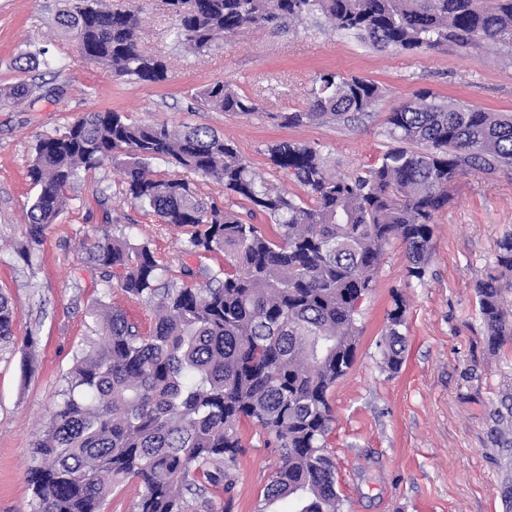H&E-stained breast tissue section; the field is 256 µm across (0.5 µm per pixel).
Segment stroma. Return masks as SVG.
I'll list each match as a JSON object with an SVG mask.
<instances>
[{
    "mask_svg": "<svg viewBox=\"0 0 512 512\" xmlns=\"http://www.w3.org/2000/svg\"><path fill=\"white\" fill-rule=\"evenodd\" d=\"M72 6V0H0V87L26 81L39 93L32 104L0 101V292L15 308L13 342L0 349V512L30 510V448L75 351L92 336L90 307L98 300L117 305L144 327L153 319L150 307L107 287L111 270L87 263L84 244L117 227L132 242H148L172 270L219 263L185 253L179 230L131 202L109 162L81 174L56 224L31 246L26 211L38 189L27 170L40 138L106 109L174 131L208 126L233 141L270 188L303 199L304 188L272 164L269 145L306 144L330 173L355 176L392 147L385 119L419 90L512 113V57L492 45L468 53L380 49L314 16L217 41L198 55L176 42V21L163 0H144L139 44L169 66L167 81L146 84L114 77L76 52L57 24ZM42 49L58 59L57 69L35 65L31 56ZM325 72L371 80L383 95L352 121L280 125L276 113L306 110ZM216 80L252 99L256 111L237 116L204 107L196 93ZM153 170L188 182L204 202L243 221H265L220 183L161 161ZM448 193L423 280L408 278L400 244L388 248L362 306L355 363L331 392L328 450L341 512H512V447L496 435L499 416L512 414V339L488 348L475 290L478 281L498 278L501 305L512 319V275L496 262L497 241L512 233V170L466 171L449 182ZM397 293L406 304L407 351L392 374L382 367L377 342ZM243 439L231 512H254L279 463L263 429L244 426Z\"/></svg>",
    "mask_w": 512,
    "mask_h": 512,
    "instance_id": "1",
    "label": "stroma"
}]
</instances>
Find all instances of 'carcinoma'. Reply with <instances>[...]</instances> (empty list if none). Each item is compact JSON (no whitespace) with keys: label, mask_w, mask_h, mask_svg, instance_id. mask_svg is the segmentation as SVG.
I'll return each instance as SVG.
<instances>
[{"label":"carcinoma","mask_w":512,"mask_h":512,"mask_svg":"<svg viewBox=\"0 0 512 512\" xmlns=\"http://www.w3.org/2000/svg\"><path fill=\"white\" fill-rule=\"evenodd\" d=\"M178 43L194 53L248 28L322 14L336 28L381 48L460 50L495 44L512 50V0H165ZM141 8L100 0L57 17L79 52L114 76L157 83L168 78L144 52ZM38 86L0 88V99L35 101ZM305 112L274 115L284 126L349 121L382 96L374 82L324 73ZM214 112L247 115L253 101L222 81L197 92ZM396 146L367 176H334L306 144L268 147L270 160L303 186L296 201L264 186L237 146L207 126L181 132L130 121L120 112H92L38 140L28 177L39 192L27 211V235L38 244L68 202L81 172L112 161L125 192L164 224L183 229L185 251L220 255L195 287L167 276L154 251L124 233L94 239V265L112 269L116 287L154 309L144 329L117 307L98 301L89 317L99 335L75 352L66 388L30 449L26 482L31 512H101L112 486L134 478L135 512H215L211 492L227 495L230 512L244 448L242 426L272 436L279 465L255 512L287 497L300 512H340L336 463L327 448L334 422L330 391L351 369L358 316L384 254L398 242L406 274L426 273L435 214L448 206V181L474 169L512 168V114L459 102H437L428 90L389 113ZM160 160L215 180L270 219L248 224L200 202L190 184L153 175ZM499 266L512 272V234L497 241ZM487 343L495 349L512 324L500 306L498 279L476 284ZM14 306L0 292V343L10 341ZM405 309L399 295L386 312L377 346L385 370L405 360ZM192 498H187V495Z\"/></svg>","instance_id":"carcinoma-1"}]
</instances>
